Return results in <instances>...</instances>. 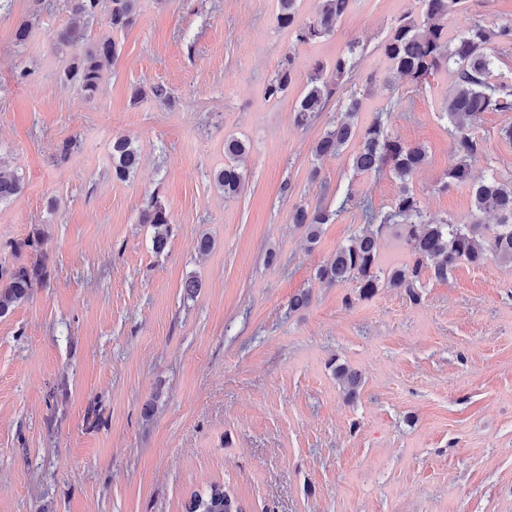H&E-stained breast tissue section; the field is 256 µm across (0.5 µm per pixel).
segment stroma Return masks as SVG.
<instances>
[{"label": "stroma", "mask_w": 512, "mask_h": 512, "mask_svg": "<svg viewBox=\"0 0 512 512\" xmlns=\"http://www.w3.org/2000/svg\"><path fill=\"white\" fill-rule=\"evenodd\" d=\"M418 10L352 0L334 33L297 45L276 0H138L119 61L88 99L60 80L67 0H0V164L23 183L0 204V268L31 260L14 244L48 237L45 281L0 317V512H183L215 482L243 512H512V267L424 275L416 303L316 276L362 228L359 200L388 211L400 186L355 171L348 154L313 156L338 100L294 122L315 65L350 43L361 46L348 84L360 122L382 115L426 147L410 185L428 217H470L468 189L439 188L452 72L412 83L390 77L383 54L391 23ZM476 21L512 22V0H468L448 28ZM288 60L292 84L267 99ZM508 125L512 112H486L473 127L484 148L474 177L512 178ZM125 135L140 166L116 182L112 140ZM231 136L249 151L228 198L213 176ZM348 193L356 205L337 211ZM154 195L171 219L161 253L141 221ZM298 204L332 212L315 244L290 221ZM192 276L201 288L189 296ZM299 292L309 305L289 309ZM339 364L361 374L356 397Z\"/></svg>", "instance_id": "stroma-1"}]
</instances>
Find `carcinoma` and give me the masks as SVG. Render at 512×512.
Returning <instances> with one entry per match:
<instances>
[{"label":"carcinoma","instance_id":"1","mask_svg":"<svg viewBox=\"0 0 512 512\" xmlns=\"http://www.w3.org/2000/svg\"><path fill=\"white\" fill-rule=\"evenodd\" d=\"M102 0H68L74 21L57 36V48L81 47L63 69V81L86 98L92 99L102 81V61H117L119 44L114 38L133 26L137 20V0H108L107 25L112 34L98 38L92 34V23L98 17ZM279 25L288 30L294 44L309 43L336 30L337 24L348 12L351 0H317L315 15L307 20L298 16V0H276ZM418 15L404 14L394 20L384 44V54L390 70L420 83L441 69L454 74L451 93L445 100V112L450 124V162L439 189L469 190L473 213L467 222H435L428 219L420 206L409 179L425 163L427 150L417 144L406 143L386 130L382 114H376L363 126L358 125L360 102L355 94L348 95L343 117L330 123V128L315 144L317 158L336 156L344 147L358 142L351 154L352 167L361 173L379 174L389 170L400 181L399 193L385 213H375L363 204L366 221L348 243L336 249L331 263L318 269L320 280L330 285L357 283L359 296L369 298L378 289H402L411 300L419 301L415 288L422 275L431 270L433 276L445 279L448 271L461 262L479 266L489 260L512 266V180L491 177L476 180L472 163L483 153L470 126L485 112L512 111V86L491 81L494 68L502 62L493 43L512 44V23L487 29L476 23L449 35L448 16L462 10L466 0H420ZM355 46L348 53L336 57L332 64V80L322 78L324 64L318 63L309 77L307 89L295 109L294 121L304 126L325 111L333 96L350 81L355 68ZM294 73L285 63L275 79L267 84L265 97L277 98L288 91ZM248 152L247 144L237 138L224 140V167L214 174L216 187L226 197L241 191L243 175L236 160ZM112 178L128 180L140 163V150L127 136L112 140ZM22 191V181L12 171L0 166V204L12 200ZM483 214L496 217L490 226L480 220ZM329 214L323 206L308 209L295 207L292 223L304 227L307 239L317 242L321 226ZM142 223L157 229L153 239L156 252H163L168 244L169 213L160 201L152 197L142 214ZM393 226L400 228L408 249L409 259L390 269L380 263L381 237ZM48 238L38 232L14 246L17 251L30 250L38 259L19 263L9 270L0 269V317L17 304L30 298L36 285L46 278L47 271L41 256ZM336 379L349 397L356 396L361 385L360 373L345 365L335 369ZM185 512H243L235 498L224 486L213 483L205 493L192 495Z\"/></svg>","mask_w":512,"mask_h":512}]
</instances>
